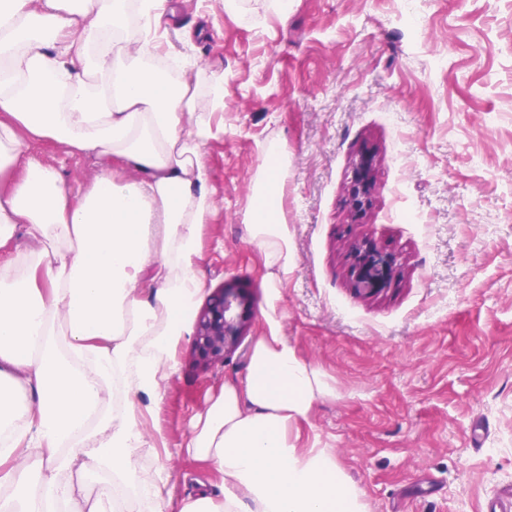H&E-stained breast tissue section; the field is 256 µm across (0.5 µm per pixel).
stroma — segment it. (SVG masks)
<instances>
[{
	"label": "stroma",
	"instance_id": "obj_1",
	"mask_svg": "<svg viewBox=\"0 0 512 512\" xmlns=\"http://www.w3.org/2000/svg\"><path fill=\"white\" fill-rule=\"evenodd\" d=\"M168 2L203 29L184 75L201 104L224 80V130L203 149L216 188L204 291L239 282L251 312L224 364L201 371L184 337L164 399H141L154 468L174 498L220 494L222 477L178 449L208 395L244 380L270 314L336 389L297 445L332 449L368 512H484L512 487V0H419L412 15L404 0H288L284 14L238 0L202 20L197 0ZM273 142L293 264L276 293L246 230ZM365 151L376 188L353 224L347 188ZM31 153L75 197L99 169L52 141ZM361 237L397 258L374 297L350 282Z\"/></svg>",
	"mask_w": 512,
	"mask_h": 512
}]
</instances>
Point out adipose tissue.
<instances>
[{"label": "adipose tissue", "instance_id": "1", "mask_svg": "<svg viewBox=\"0 0 512 512\" xmlns=\"http://www.w3.org/2000/svg\"><path fill=\"white\" fill-rule=\"evenodd\" d=\"M171 16L167 0H0V174L14 175L0 196V512H105L108 491L87 490L100 475L134 480L151 512H366L335 452L292 439L334 389L272 318L244 381L210 397L182 446L223 475L221 497L174 501L159 471L134 464L136 398L163 399L203 287L215 189L202 150L224 107L223 81L204 109L152 66L181 62L170 33L193 39ZM31 139L102 158L88 191L69 197ZM114 160L137 179L117 182ZM283 169L269 145L247 227L272 289L292 272L273 192ZM19 229L26 247L9 252Z\"/></svg>", "mask_w": 512, "mask_h": 512}]
</instances>
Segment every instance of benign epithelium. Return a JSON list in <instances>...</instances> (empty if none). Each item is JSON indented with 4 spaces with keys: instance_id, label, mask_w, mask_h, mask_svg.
Masks as SVG:
<instances>
[{
    "instance_id": "obj_1",
    "label": "benign epithelium",
    "mask_w": 512,
    "mask_h": 512,
    "mask_svg": "<svg viewBox=\"0 0 512 512\" xmlns=\"http://www.w3.org/2000/svg\"><path fill=\"white\" fill-rule=\"evenodd\" d=\"M375 189L373 159L360 156L348 188L351 222L362 218L372 202ZM352 280L356 290L365 296H375L392 281L393 255L368 241L351 247ZM249 302L234 284L226 283L214 290L197 314L192 338V353L197 366L203 370L224 362L246 335Z\"/></svg>"
}]
</instances>
